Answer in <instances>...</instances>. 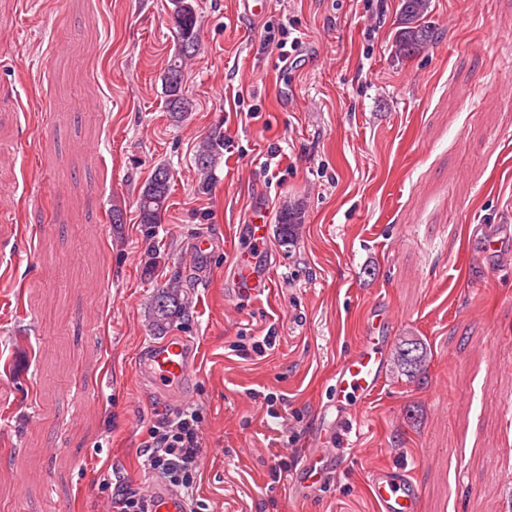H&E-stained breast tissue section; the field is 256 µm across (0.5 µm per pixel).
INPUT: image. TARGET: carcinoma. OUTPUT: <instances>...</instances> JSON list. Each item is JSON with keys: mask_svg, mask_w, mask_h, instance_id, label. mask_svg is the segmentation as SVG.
Returning <instances> with one entry per match:
<instances>
[{"mask_svg": "<svg viewBox=\"0 0 512 512\" xmlns=\"http://www.w3.org/2000/svg\"><path fill=\"white\" fill-rule=\"evenodd\" d=\"M173 5V32L176 51L171 56L164 73V104L170 116L176 118L188 111L189 101L185 94L183 65L194 58L201 50L197 28L196 0H171ZM435 27L430 20V0H400L399 19L395 32V45L403 57H411L421 52L434 40ZM224 150V138L210 135L195 155V165L206 178L201 188L210 185L212 170ZM172 173L165 164H159L150 178L140 188L136 200L137 223L141 224L146 243V254L150 259L146 269H153V260L157 250L155 238L157 228L167 210V201L171 191ZM300 222L297 211L286 209L279 216V232L284 242L292 237V226ZM191 307L188 295L183 293L179 274L171 277V283L160 287L153 296L149 306V319L152 331L157 335L166 334L177 322L188 317ZM409 343L398 347L397 361L407 372L415 374L424 358L423 348L416 346L415 356L406 353Z\"/></svg>", "mask_w": 512, "mask_h": 512, "instance_id": "obj_1", "label": "carcinoma"}]
</instances>
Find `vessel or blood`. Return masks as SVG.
I'll list each match as a JSON object with an SVG mask.
<instances>
[{
  "label": "vessel or blood",
  "instance_id": "obj_1",
  "mask_svg": "<svg viewBox=\"0 0 512 512\" xmlns=\"http://www.w3.org/2000/svg\"><path fill=\"white\" fill-rule=\"evenodd\" d=\"M250 246L233 254L228 277L235 293L258 297L269 286V265L265 243L268 227L260 214H253L246 226ZM387 321L381 310H374L365 326L359 348L346 356L336 372L334 395L337 402L360 405L383 385L388 361V342L384 329ZM198 362L180 336L150 343L137 361L139 376L164 390L175 391L187 386ZM337 457L323 452L310 453L301 461L291 482L295 497H305L321 485ZM370 490L378 512H417L418 489L408 474L400 469H378L370 476ZM151 512H190L188 500L165 484H155L151 492Z\"/></svg>",
  "mask_w": 512,
  "mask_h": 512
}]
</instances>
